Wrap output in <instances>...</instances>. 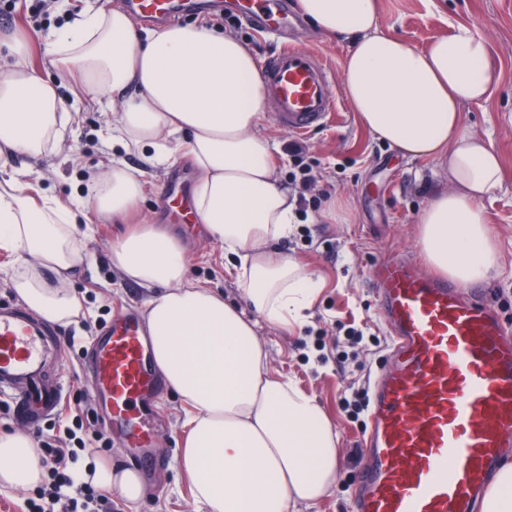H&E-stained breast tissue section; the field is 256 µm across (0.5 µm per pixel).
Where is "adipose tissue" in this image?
<instances>
[{
    "mask_svg": "<svg viewBox=\"0 0 512 512\" xmlns=\"http://www.w3.org/2000/svg\"><path fill=\"white\" fill-rule=\"evenodd\" d=\"M317 30L348 37L342 64L349 103L381 141L448 170V185L423 209L418 244L438 273L469 284L497 262L484 201L503 180L499 156L465 124V104L487 100L494 84L486 41L473 27L419 49L381 28L379 0H300ZM46 55L58 80L77 75L80 93L64 107L27 58L16 35H0V170L16 155H42L73 114L119 94L103 137L135 148L149 169L172 160L183 137L197 173L194 212L210 239L240 262L237 279L259 317L297 322L321 285L290 258L269 249L297 221L267 142L255 133L266 91L252 54L237 39L198 25L141 34L120 10L87 6L51 30ZM56 79V80H57ZM133 96H125L128 87ZM142 195L120 161L90 173L88 193L69 207L52 196L33 200L17 180L0 187V242L19 268L12 287L45 318L68 323L82 310L70 273L84 254L77 226L85 209L122 219ZM112 263L155 290L145 319L151 353L168 387L189 407L188 439L179 458L195 500L209 512H288L311 505L335 486L338 437L317 400L273 375L253 321L187 278L185 248L148 224L124 235ZM42 480L28 432H0V488L29 490ZM94 482L129 501L144 495L140 475L97 464Z\"/></svg>",
    "mask_w": 512,
    "mask_h": 512,
    "instance_id": "ef3b65f1",
    "label": "adipose tissue"
}]
</instances>
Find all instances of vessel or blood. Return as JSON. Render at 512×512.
Returning a JSON list of instances; mask_svg holds the SVG:
<instances>
[{
    "instance_id": "obj_1",
    "label": "vessel or blood",
    "mask_w": 512,
    "mask_h": 512,
    "mask_svg": "<svg viewBox=\"0 0 512 512\" xmlns=\"http://www.w3.org/2000/svg\"><path fill=\"white\" fill-rule=\"evenodd\" d=\"M219 0H127L146 21L217 6ZM237 18L278 39L261 63L268 98L286 129L304 135L337 110L325 59L287 39L299 21L288 0H237ZM393 326L397 361L378 376L371 401L362 479L352 512H476L507 438H512V326L492 311L482 289L420 276L414 264L389 260L371 282ZM55 328L27 308L0 306V393L29 425L57 410L64 396L46 367L60 360ZM82 366L105 400L102 419L133 448L152 442L148 415L164 392L150 364L145 323L135 309L112 321L85 347Z\"/></svg>"
}]
</instances>
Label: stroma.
Masks as SVG:
<instances>
[{
	"label": "stroma",
	"mask_w": 512,
	"mask_h": 512,
	"mask_svg": "<svg viewBox=\"0 0 512 512\" xmlns=\"http://www.w3.org/2000/svg\"><path fill=\"white\" fill-rule=\"evenodd\" d=\"M85 4L86 0H67L66 10L60 11L51 2L35 27L19 14L0 18V32L21 33L30 63L50 78L54 71L44 52V36L71 21ZM181 22L221 29L242 42L258 60L275 50L274 43L239 26L230 16L189 15ZM459 23L472 25L487 41L497 73L492 96L465 105L463 117L472 131L489 140L503 164V184L485 202L489 230L498 247V267L481 286L499 318L512 325V0H381L383 29L417 48L452 34ZM336 98L335 122L306 136L303 161L321 177L313 196H320L326 184H333L344 209L332 217L323 210L307 208L292 232L271 245L273 252L295 258L321 283V292L301 324L287 330L257 320L223 242L205 239L200 225L183 223L174 201L165 196L170 174L181 175L190 183L195 180L181 143L173 145L174 164L167 172L143 170L138 153L122 156L128 168L138 173L143 187L133 222L165 229L186 247L192 282L221 294L246 317L256 319V332L269 351L271 371L315 397L338 435L341 457L335 487L316 504H299L288 512H351L370 421L368 414H353L348 404L357 391L370 387L377 372L390 367L389 328L379 311L370 276L379 261L392 255L425 266L417 244L419 218L432 194L448 182L437 161L403 156L379 141L361 124L344 91H337ZM109 117V111L96 108L80 113L53 151L38 158L19 157L14 172H0V184L13 177L24 191L48 194L71 204L85 190L90 171L109 162L111 150L100 136ZM256 133L271 146L278 178L290 184L295 134L280 126L269 106ZM82 223L89 228L90 238L72 283L83 299L87 323H69L75 345L67 350L60 374L73 403L92 415L101 412L102 402L80 370L82 348L108 326L117 311L130 306L145 309L151 292L112 265V247L128 226L112 223L91 209L86 210ZM354 330L363 332L361 343L351 342ZM158 414L163 424L154 456L161 465L142 472L145 494L139 501L113 495L114 512H207L193 499L189 482L178 467L186 435V409L169 391L158 404Z\"/></svg>",
	"instance_id": "obj_1"
}]
</instances>
